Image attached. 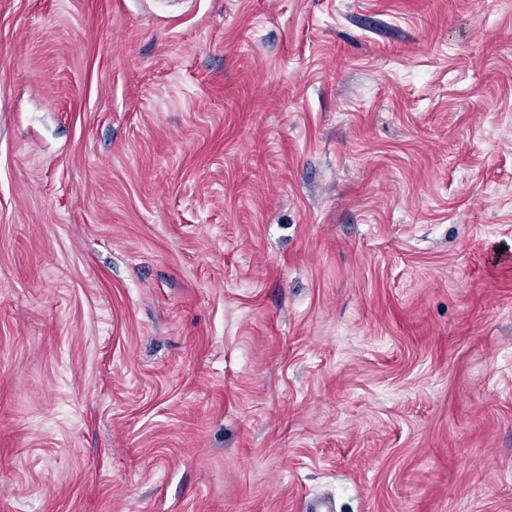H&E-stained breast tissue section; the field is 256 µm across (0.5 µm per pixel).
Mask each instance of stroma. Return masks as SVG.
<instances>
[{"mask_svg":"<svg viewBox=\"0 0 512 512\" xmlns=\"http://www.w3.org/2000/svg\"><path fill=\"white\" fill-rule=\"evenodd\" d=\"M512 512V0H0V512Z\"/></svg>","mask_w":512,"mask_h":512,"instance_id":"35a3bbf8","label":"stroma"}]
</instances>
